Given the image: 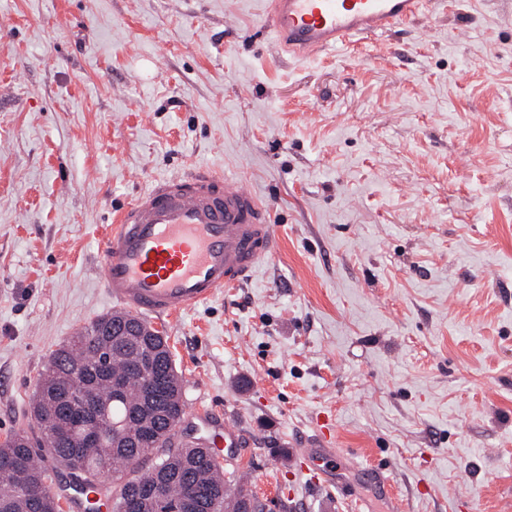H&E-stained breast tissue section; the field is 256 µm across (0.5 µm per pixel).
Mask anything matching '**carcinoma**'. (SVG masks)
Wrapping results in <instances>:
<instances>
[{"mask_svg":"<svg viewBox=\"0 0 512 512\" xmlns=\"http://www.w3.org/2000/svg\"><path fill=\"white\" fill-rule=\"evenodd\" d=\"M119 320L100 317L49 359L31 409L43 441L19 433L0 444V458L22 464L23 485L0 473V512H60L46 486L51 471L34 452L47 448L54 460L87 489L110 482L113 512H153L143 502L155 488L176 508L189 497L192 512H240L246 493L230 495L233 478L213 472L215 464L199 445L170 448L163 430L184 414L182 379L167 337L149 332L135 319L136 336H114ZM143 366L154 378L146 388L133 377ZM81 369L86 389L73 391L71 374ZM150 448L163 452L147 464Z\"/></svg>","mask_w":512,"mask_h":512,"instance_id":"cac0c4a2","label":"carcinoma"}]
</instances>
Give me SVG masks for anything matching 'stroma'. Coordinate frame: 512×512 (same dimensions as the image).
<instances>
[{
  "label": "stroma",
  "mask_w": 512,
  "mask_h": 512,
  "mask_svg": "<svg viewBox=\"0 0 512 512\" xmlns=\"http://www.w3.org/2000/svg\"><path fill=\"white\" fill-rule=\"evenodd\" d=\"M264 0H0V442L40 438L51 354L109 309L101 242L207 167L271 205L243 287L163 330L189 419L288 512H512V0H429L302 63ZM330 420V480L294 443ZM380 469L384 479L368 476ZM197 414L201 418L210 421L213 427V433L210 444L212 448L209 449V454L217 464H221V452L223 446L226 445L227 439L230 441V446L235 444L236 446L242 447L244 444L245 432L230 424L228 420V413L216 411L212 408L198 407L196 409Z\"/></svg>",
  "instance_id": "stroma-1"
}]
</instances>
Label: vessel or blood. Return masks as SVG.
<instances>
[{
  "mask_svg": "<svg viewBox=\"0 0 512 512\" xmlns=\"http://www.w3.org/2000/svg\"><path fill=\"white\" fill-rule=\"evenodd\" d=\"M266 29L296 60L378 37L417 19L424 0H266ZM268 204L234 178L200 168L153 182L113 218L101 245L103 286L114 313L160 324L248 280L275 248ZM213 425V459L245 433L226 415L199 408ZM327 436L302 449L301 470L328 480Z\"/></svg>",
  "mask_w": 512,
  "mask_h": 512,
  "instance_id": "vessel-or-blood-1",
  "label": "vessel or blood"
}]
</instances>
